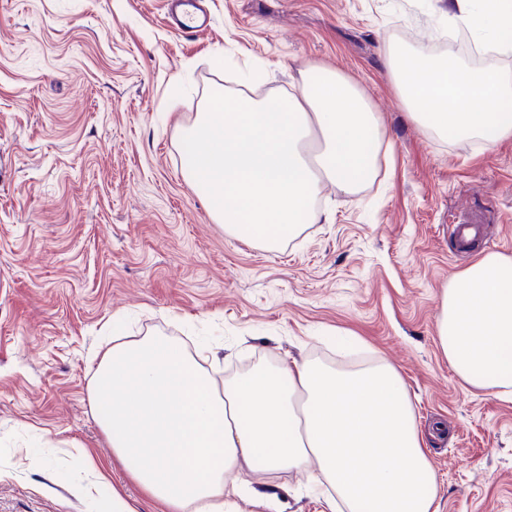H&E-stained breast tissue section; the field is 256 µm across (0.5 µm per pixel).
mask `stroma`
I'll return each mask as SVG.
<instances>
[{"label":"stroma","mask_w":512,"mask_h":512,"mask_svg":"<svg viewBox=\"0 0 512 512\" xmlns=\"http://www.w3.org/2000/svg\"><path fill=\"white\" fill-rule=\"evenodd\" d=\"M187 37L163 0H0V512H88L84 455L159 512L90 403L113 336H167L217 382L260 361L399 372L437 476L439 512H512V396L471 387L437 340L446 288L512 257V138L441 137L401 107L391 43L430 55L451 0H199ZM335 69L381 118L373 182L321 184V219L278 250L215 223L180 153L218 88L291 91ZM481 217L461 253L453 216ZM281 512H330L305 475L244 471Z\"/></svg>","instance_id":"1"}]
</instances>
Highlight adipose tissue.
I'll use <instances>...</instances> for the list:
<instances>
[{"label": "adipose tissue", "mask_w": 512, "mask_h": 512, "mask_svg": "<svg viewBox=\"0 0 512 512\" xmlns=\"http://www.w3.org/2000/svg\"><path fill=\"white\" fill-rule=\"evenodd\" d=\"M448 24L512 50V0H455ZM387 74L410 119L486 146L512 137V78L391 46ZM379 118L346 78L310 66L296 92L256 100L217 89L181 138L187 179L232 236L273 249L313 224L320 182L342 191L378 163ZM438 342L468 385L512 393V258L488 254L445 290ZM92 404L112 453L162 512H241L276 497L239 483L244 469L295 470L347 512H438L436 478L396 369L312 361L255 369L216 389L167 337L116 336Z\"/></svg>", "instance_id": "adipose-tissue-1"}]
</instances>
